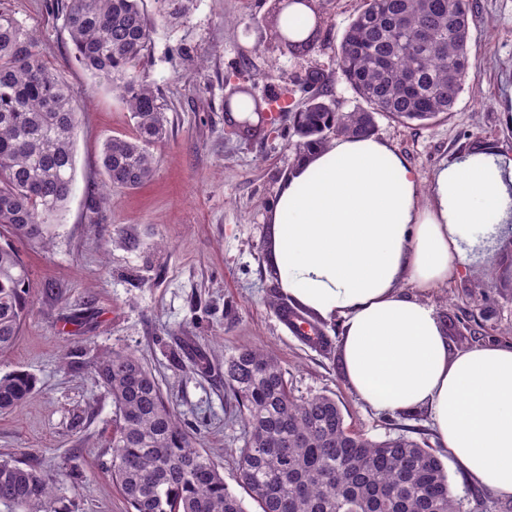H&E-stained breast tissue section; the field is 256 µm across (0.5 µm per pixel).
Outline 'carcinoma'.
Masks as SVG:
<instances>
[{"mask_svg":"<svg viewBox=\"0 0 512 512\" xmlns=\"http://www.w3.org/2000/svg\"><path fill=\"white\" fill-rule=\"evenodd\" d=\"M476 0H365L348 24L337 63L367 107L340 111L328 76L307 74L321 92L292 113L300 160L332 136L374 134L377 112L403 123L453 111L474 79L469 16ZM64 22L75 57L112 79L133 120L129 137L102 150L104 188L87 193L94 216L113 189H135L153 176L152 148L167 137V118L142 69L150 28L144 0H66ZM280 53L304 56L318 29L300 40L276 31ZM76 92L43 63L32 30L0 12V353L15 343L32 308L29 271L10 239L51 241V222L74 180ZM112 397L110 475L130 512H247L224 476L167 404L160 384L133 352L112 350L93 366ZM224 383L243 420L239 483L259 512H463L439 454L405 434L372 440L351 430L336 398H296L275 354L243 347L224 361ZM35 378L0 376V413L31 398ZM56 477L0 458V503L18 512H57Z\"/></svg>","mask_w":512,"mask_h":512,"instance_id":"obj_1","label":"carcinoma"}]
</instances>
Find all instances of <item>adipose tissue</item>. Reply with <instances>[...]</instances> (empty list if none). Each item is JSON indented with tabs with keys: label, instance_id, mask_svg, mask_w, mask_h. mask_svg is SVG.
Segmentation results:
<instances>
[{
	"label": "adipose tissue",
	"instance_id": "obj_1",
	"mask_svg": "<svg viewBox=\"0 0 512 512\" xmlns=\"http://www.w3.org/2000/svg\"><path fill=\"white\" fill-rule=\"evenodd\" d=\"M512 217V159L489 151L430 179L373 136H340L299 162L269 214V269L280 292L339 322L344 374L379 413L426 408L469 478L512 498V342L456 355L431 295L473 245Z\"/></svg>",
	"mask_w": 512,
	"mask_h": 512
}]
</instances>
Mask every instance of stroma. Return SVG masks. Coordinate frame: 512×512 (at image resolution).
Listing matches in <instances>:
<instances>
[{
    "instance_id": "1",
    "label": "stroma",
    "mask_w": 512,
    "mask_h": 512,
    "mask_svg": "<svg viewBox=\"0 0 512 512\" xmlns=\"http://www.w3.org/2000/svg\"><path fill=\"white\" fill-rule=\"evenodd\" d=\"M269 5L192 0L186 13L168 16L145 0L151 32L143 65L168 137L154 150L151 180L113 190L110 209L94 224L86 193L105 180V142L131 134L130 114L111 80L76 61L59 0H0L36 30L43 61L78 93L73 191L49 249L18 246L33 284L32 313L15 346L0 354V375L21 369L37 381L33 398L0 415V457L59 476L58 512H129L104 471L115 407L93 365L110 350L143 360L238 495L241 425L227 401L224 358L244 346L273 351L295 397L336 396L352 430L439 446L427 410L379 414L356 398L342 368L339 323L316 320L329 341L316 347L269 305L279 289L267 271L268 214L296 165L295 135L286 115L261 135L235 133L224 97L233 87L260 99L287 90L296 108L314 95L305 79L317 68L337 105L351 111L356 98L338 70L337 50L364 0H328L317 48L303 57L277 50ZM469 31L476 76L453 112L424 125L375 117L376 137L427 178L478 151L512 158V0H477ZM509 252L505 236L469 253L452 288L432 296L449 354L488 338L512 341V287L485 275ZM48 286L58 297L45 295Z\"/></svg>"
}]
</instances>
